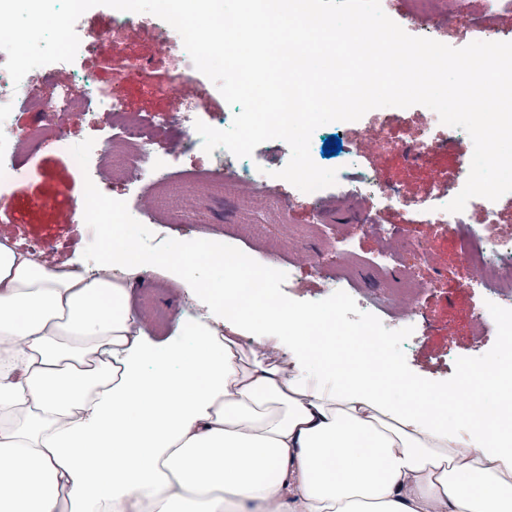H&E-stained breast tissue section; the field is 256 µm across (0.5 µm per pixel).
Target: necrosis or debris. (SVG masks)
<instances>
[{
    "label": "necrosis or debris",
    "instance_id": "obj_1",
    "mask_svg": "<svg viewBox=\"0 0 512 512\" xmlns=\"http://www.w3.org/2000/svg\"><path fill=\"white\" fill-rule=\"evenodd\" d=\"M161 30L157 48L168 63L171 83L177 84L196 75L197 70L178 32L166 23ZM93 45L87 35H80L73 61L37 67L17 84L0 64V188L8 187L19 178L20 172L10 158L26 138L50 136L60 151L70 150L66 125L73 112L90 115L100 109L111 118L112 139L107 147L92 149L88 167L90 178L106 195L110 194L112 180L117 175L130 185L147 181L152 189L165 187L183 176L182 171L166 165V158L201 150L202 139L194 131L195 116L206 109L208 87H201L192 96L172 98L167 110L168 121L183 128L185 134L179 138H157L144 119L129 112L121 94L126 73L144 71V63L136 58L124 59L111 85L99 84L97 70L89 60ZM18 109L46 115L47 125L32 130L29 136H22L10 118ZM437 119L432 111L417 113L411 137L397 145V152L411 162L426 159L439 143L433 132ZM380 135L381 127L377 124L359 130L352 148L342 151L336 158V186L341 194L362 205L365 227L378 242L380 267L398 265L402 268V275L395 283L399 306L391 316L393 328L400 329L414 324L418 313L417 297L428 286L421 271L437 265L438 256L428 246L410 243L386 232L380 223L383 210L408 202L400 186L381 180L375 171L360 165L366 148ZM212 157L227 185L242 188L256 198L270 192L273 178L268 172L251 167L245 159H230L228 151L222 148L215 149ZM458 192V186L445 187L433 182L430 196L434 204L425 212L427 220L432 224L453 226L456 250L476 281L488 290L490 301L512 309V238L490 234L491 227L499 221L498 204L483 197L469 200L468 209H480L484 216L483 223L470 224L466 221V211L452 213L446 209ZM329 248L331 268L322 274L327 287L354 293L351 272L359 261L357 254L343 236L334 237Z\"/></svg>",
    "mask_w": 512,
    "mask_h": 512
}]
</instances>
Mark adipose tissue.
I'll return each instance as SVG.
<instances>
[{
	"label": "adipose tissue",
	"instance_id": "obj_1",
	"mask_svg": "<svg viewBox=\"0 0 512 512\" xmlns=\"http://www.w3.org/2000/svg\"><path fill=\"white\" fill-rule=\"evenodd\" d=\"M158 262L116 237L89 277L0 244V512H512V429L346 371L313 313L225 323L235 271L154 339L128 297Z\"/></svg>",
	"mask_w": 512,
	"mask_h": 512
}]
</instances>
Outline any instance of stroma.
I'll return each instance as SVG.
<instances>
[{
  "label": "stroma",
  "mask_w": 512,
  "mask_h": 512,
  "mask_svg": "<svg viewBox=\"0 0 512 512\" xmlns=\"http://www.w3.org/2000/svg\"><path fill=\"white\" fill-rule=\"evenodd\" d=\"M459 7L463 21L458 30L447 35L450 46H466L489 31L512 30V11L485 12L482 0H459ZM78 24L83 32L97 36L98 57H139L147 61L145 73L133 72L127 77L126 105L150 118L154 126L165 127L163 89L169 70L156 51L154 36L135 25L117 44H110L103 34L112 25V13L104 5L90 8ZM468 148L466 140L450 136L423 163H406L397 152L384 148L364 159L363 165L375 170L382 179L397 182L410 194L422 197L435 175H444L449 183H457V162ZM17 159L25 173L1 195L8 208L0 211V240L19 238L31 242L51 258L53 268L90 271L91 264L84 260L83 252L93 233L87 225L69 220L75 202L84 192L83 175L48 137L23 144ZM173 165L194 175L188 186L192 206L185 214L174 210L158 214L151 225L156 241L172 238L229 243L260 264L276 263L286 274L281 289L289 298L317 301L330 294L317 269L318 263L327 260L325 238L318 233L290 248L285 231L286 226L309 223L310 213L315 210L326 229L353 236L362 259L357 271L359 296L367 301L368 312L382 320L388 318L390 305L384 283L395 280L398 273L393 268L380 273L373 264L377 246L361 227L364 214L359 206L339 204L335 190L331 189L315 208L287 181L281 180L275 187L281 207L276 214L266 205L247 204L241 195L216 185L211 175L213 161L205 155L191 152L174 160ZM418 217L415 206H397L384 211L381 222L400 231L411 242L433 245L441 257L436 267L423 272L434 286L419 297V321L403 350L415 374L442 381L452 376L457 358L476 357L489 351L497 333L488 330L479 341L471 335V320L482 307L485 291L469 287L470 272L457 254L447 225L422 223ZM132 303L156 336L171 335L178 316L201 310L186 288L158 269L141 272L132 291Z\"/></svg>",
  "instance_id": "obj_1"
}]
</instances>
